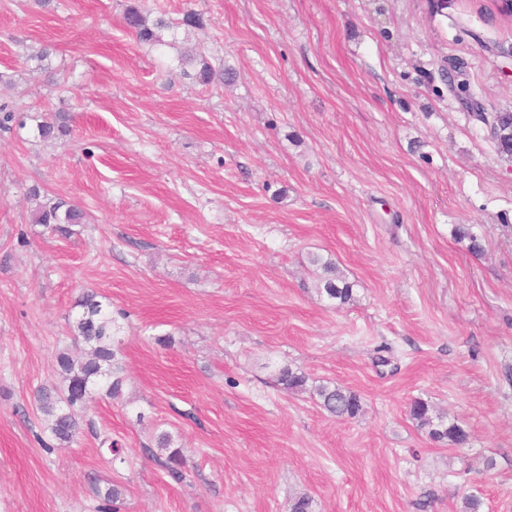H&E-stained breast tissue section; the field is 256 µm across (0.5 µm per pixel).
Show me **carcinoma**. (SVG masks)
Listing matches in <instances>:
<instances>
[{"label": "carcinoma", "instance_id": "obj_1", "mask_svg": "<svg viewBox=\"0 0 512 512\" xmlns=\"http://www.w3.org/2000/svg\"><path fill=\"white\" fill-rule=\"evenodd\" d=\"M127 28L140 42L155 45L163 44L157 30L169 26L159 19L148 23L136 5H130L124 13ZM224 77L215 70L206 59L200 60V68L195 79L202 85H210ZM483 123H492L494 148L500 155L512 158V112H498L489 117L484 112L476 113ZM37 137L44 142L64 139L71 134L70 116L64 112L52 113L36 123ZM83 221V212L75 205L64 201L49 200L39 205L32 214V222L50 228L55 234L67 238L71 236V226ZM455 237L468 241L470 253L478 255L482 251L480 238L471 227L459 225L454 229ZM311 266L321 271L322 291L331 299L346 304L353 299V284L348 282L336 268L335 263L318 254L309 257ZM82 312L73 321V335L85 344L80 356H74L63 350L56 356L57 366L62 377V387L55 392L40 389L36 393L35 403L45 417V429L59 444H69L80 432L78 417L95 400V395L103 394L118 399L122 392V377L119 376L120 363L117 358L120 341L118 329L112 313L104 310L95 295L87 294L79 302ZM277 381L288 390H301L307 379L304 373L290 367L278 369ZM316 394L322 407L339 418H353L361 410L359 396L341 387L320 386ZM429 404L418 399L410 408V414L422 427H430L429 435L436 441H445L448 446L459 448L467 443L466 431L457 423L448 425L440 422L433 424L429 414ZM155 445L164 452L165 468L176 482H183L187 475V460L181 448L174 446V440L167 431L160 432ZM121 496L117 485H110L103 495L104 504L98 512H116L114 504Z\"/></svg>", "mask_w": 512, "mask_h": 512}]
</instances>
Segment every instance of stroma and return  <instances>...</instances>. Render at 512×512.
<instances>
[{
	"label": "stroma",
	"mask_w": 512,
	"mask_h": 512,
	"mask_svg": "<svg viewBox=\"0 0 512 512\" xmlns=\"http://www.w3.org/2000/svg\"><path fill=\"white\" fill-rule=\"evenodd\" d=\"M130 5L207 25L156 47ZM492 8L0 0V99L73 117L54 143L0 131V512H94L113 483L118 512H288L302 492L313 512H460L470 494L512 512V160L471 109L512 112V22ZM200 48L228 81L197 83ZM34 188L84 210L70 238L32 223ZM313 254L352 301L321 293ZM87 292L120 327L122 397L47 450L33 395L60 384ZM284 366L305 390L278 384ZM322 385L362 413L328 414ZM417 399L468 444L433 440ZM162 431L190 484L154 459ZM311 266L321 270L322 291L330 298L346 304L353 299V285L348 282L336 268L331 260L324 259L321 255L313 254L309 257ZM316 394L322 407L339 418H354L361 410L359 396L341 387L320 386Z\"/></svg>",
	"instance_id": "stroma-1"
}]
</instances>
